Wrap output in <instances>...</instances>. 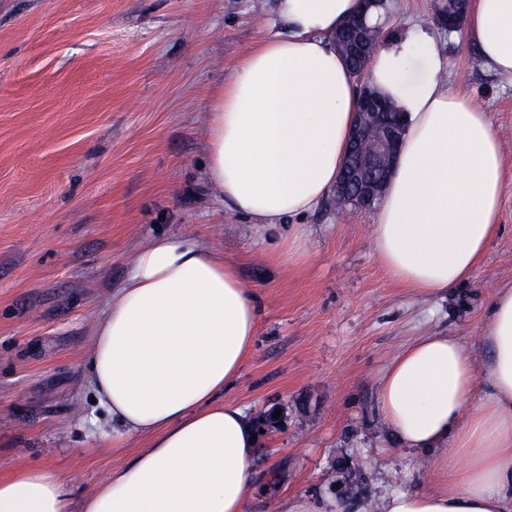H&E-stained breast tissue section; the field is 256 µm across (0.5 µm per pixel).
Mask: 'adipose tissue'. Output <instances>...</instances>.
<instances>
[{
  "instance_id": "1",
  "label": "adipose tissue",
  "mask_w": 512,
  "mask_h": 512,
  "mask_svg": "<svg viewBox=\"0 0 512 512\" xmlns=\"http://www.w3.org/2000/svg\"><path fill=\"white\" fill-rule=\"evenodd\" d=\"M360 0H277L269 33L210 108L207 176L221 203L276 225L315 210L349 147L355 81L327 36ZM458 40L512 79V0H470ZM439 35L412 25L382 40L367 78L406 119L371 228L379 264L430 297L481 267L500 235L505 160L491 120L441 76ZM258 308L214 246L161 235L135 254L92 331L87 380L112 445L144 439L79 505L60 475L0 476V512H245L254 423L224 399L250 356ZM488 375L455 336H423L390 362L378 405L396 442L432 454L441 488L384 498L381 512H512V281L483 320Z\"/></svg>"
}]
</instances>
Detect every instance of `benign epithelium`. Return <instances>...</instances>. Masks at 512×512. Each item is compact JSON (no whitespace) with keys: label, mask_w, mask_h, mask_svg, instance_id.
Here are the masks:
<instances>
[{"label":"benign epithelium","mask_w":512,"mask_h":512,"mask_svg":"<svg viewBox=\"0 0 512 512\" xmlns=\"http://www.w3.org/2000/svg\"><path fill=\"white\" fill-rule=\"evenodd\" d=\"M374 0H366L363 12L347 22V39L337 42L346 56L358 53L355 33L359 29L369 32L375 26L369 23V11ZM462 13L445 5L435 8L431 22L449 33L460 28ZM359 86V106L350 137V148L343 169L332 190V197H352L359 204H368L381 198L395 166L403 140L400 113L391 102L373 88L366 73L356 77Z\"/></svg>","instance_id":"1"}]
</instances>
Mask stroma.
I'll return each mask as SVG.
<instances>
[{
	"label": "stroma",
	"mask_w": 512,
	"mask_h": 512,
	"mask_svg": "<svg viewBox=\"0 0 512 512\" xmlns=\"http://www.w3.org/2000/svg\"><path fill=\"white\" fill-rule=\"evenodd\" d=\"M274 0H0V475L56 471L72 501L133 455L94 432L91 333L134 254L158 235L223 250L260 306L225 401L281 416L260 436L246 512L340 496L338 462L367 496L434 488L429 456L397 444L379 379L430 333L480 340L512 280V82L474 45L443 43L450 89L490 113L507 167L502 232L474 277L426 298L386 276L375 211L322 203L274 228L225 211L206 173L210 100L264 37ZM295 242L300 256L284 262Z\"/></svg>",
	"instance_id": "stroma-1"
}]
</instances>
